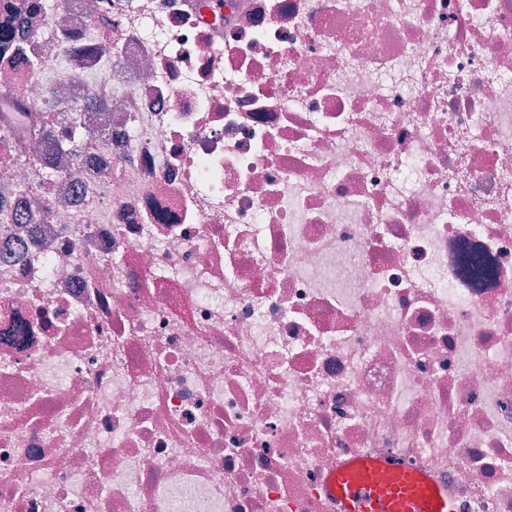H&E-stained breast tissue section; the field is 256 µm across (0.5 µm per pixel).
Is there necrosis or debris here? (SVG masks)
I'll return each mask as SVG.
<instances>
[{
	"instance_id": "necrosis-or-debris-1",
	"label": "necrosis or debris",
	"mask_w": 512,
	"mask_h": 512,
	"mask_svg": "<svg viewBox=\"0 0 512 512\" xmlns=\"http://www.w3.org/2000/svg\"><path fill=\"white\" fill-rule=\"evenodd\" d=\"M22 3L69 166L0 138V512H334L366 456L512 512V0Z\"/></svg>"
}]
</instances>
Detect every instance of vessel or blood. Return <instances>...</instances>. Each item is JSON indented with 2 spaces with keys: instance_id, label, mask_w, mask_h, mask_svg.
<instances>
[{
  "instance_id": "obj_1",
  "label": "vessel or blood",
  "mask_w": 512,
  "mask_h": 512,
  "mask_svg": "<svg viewBox=\"0 0 512 512\" xmlns=\"http://www.w3.org/2000/svg\"><path fill=\"white\" fill-rule=\"evenodd\" d=\"M326 484L336 512H455L447 487L386 458L348 461Z\"/></svg>"
}]
</instances>
